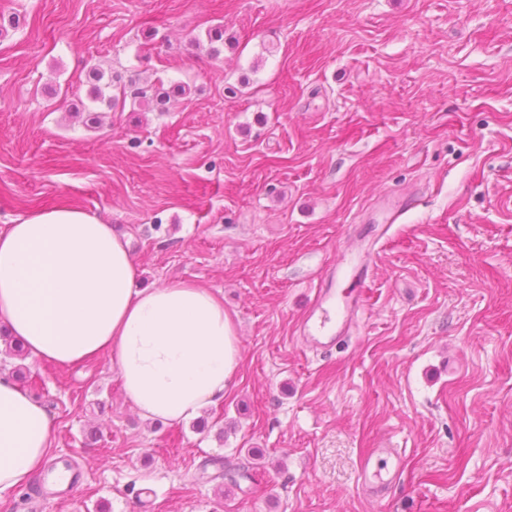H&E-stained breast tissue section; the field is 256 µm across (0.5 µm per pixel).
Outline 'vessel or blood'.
<instances>
[{"label":"vessel or blood","instance_id":"b4317fda","mask_svg":"<svg viewBox=\"0 0 512 512\" xmlns=\"http://www.w3.org/2000/svg\"><path fill=\"white\" fill-rule=\"evenodd\" d=\"M369 256H359L353 260V276L358 288L355 295L338 298L329 286L322 285L303 315L297 332L303 346L314 349L333 347L342 335L350 329L353 317L363 309L368 288ZM400 455L393 448H376L366 455L361 464L363 489L373 500H380L385 488L379 477L382 472L399 473Z\"/></svg>","mask_w":512,"mask_h":512}]
</instances>
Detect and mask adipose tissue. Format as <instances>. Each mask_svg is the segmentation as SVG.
<instances>
[{"label": "adipose tissue", "instance_id": "1", "mask_svg": "<svg viewBox=\"0 0 512 512\" xmlns=\"http://www.w3.org/2000/svg\"><path fill=\"white\" fill-rule=\"evenodd\" d=\"M0 328L32 362L108 355L126 399L153 422L198 418L241 364L222 295L190 280L138 287L126 243L71 206L0 227ZM49 430L44 406L0 375V492L43 467Z\"/></svg>", "mask_w": 512, "mask_h": 512}]
</instances>
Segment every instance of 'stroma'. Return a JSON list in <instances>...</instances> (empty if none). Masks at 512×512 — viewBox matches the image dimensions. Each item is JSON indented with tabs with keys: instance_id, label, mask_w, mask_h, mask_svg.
Returning <instances> with one entry per match:
<instances>
[{
	"instance_id": "35a3bbf8",
	"label": "stroma",
	"mask_w": 512,
	"mask_h": 512,
	"mask_svg": "<svg viewBox=\"0 0 512 512\" xmlns=\"http://www.w3.org/2000/svg\"><path fill=\"white\" fill-rule=\"evenodd\" d=\"M0 225L95 212L139 286L224 297L240 369L197 423L142 419L107 356L18 366L48 468L0 512H512V0H0ZM223 25L219 57L207 30ZM187 85L167 112L86 70ZM349 340L303 348L326 269L395 201ZM402 452L368 499L361 461ZM104 74L101 71H94L91 75L92 81L95 83L93 84L92 94L93 99L95 101H100L102 103H105L108 110H111L116 108L119 105V102L121 104L125 105V101L127 98V91L125 86H114L112 83H106L104 87H102L99 83L103 79ZM113 87V92H110L108 95L105 92V89H109ZM413 204V197H406L403 200L397 202V204L391 205L385 210L383 221L385 224L382 226L379 235H377V237H375L369 243L370 248L372 249V253L376 251V246L380 243V241L387 236L389 230L392 228V225L395 224L403 214L411 209Z\"/></svg>"
}]
</instances>
